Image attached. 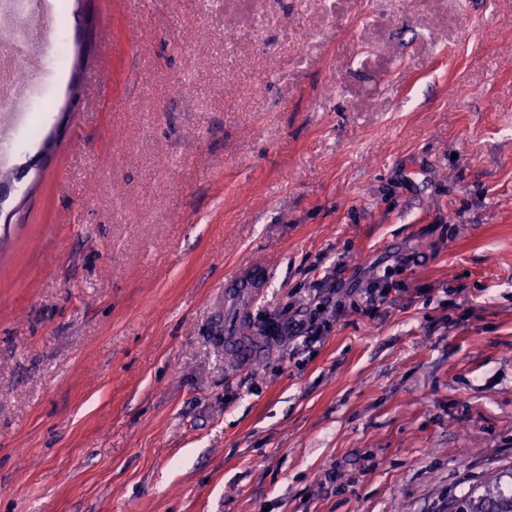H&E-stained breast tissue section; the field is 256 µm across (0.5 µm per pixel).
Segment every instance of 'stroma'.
Wrapping results in <instances>:
<instances>
[{
	"label": "stroma",
	"instance_id": "1",
	"mask_svg": "<svg viewBox=\"0 0 512 512\" xmlns=\"http://www.w3.org/2000/svg\"><path fill=\"white\" fill-rule=\"evenodd\" d=\"M87 16L0 227V512H448L512 465V0H50L13 164Z\"/></svg>",
	"mask_w": 512,
	"mask_h": 512
}]
</instances>
